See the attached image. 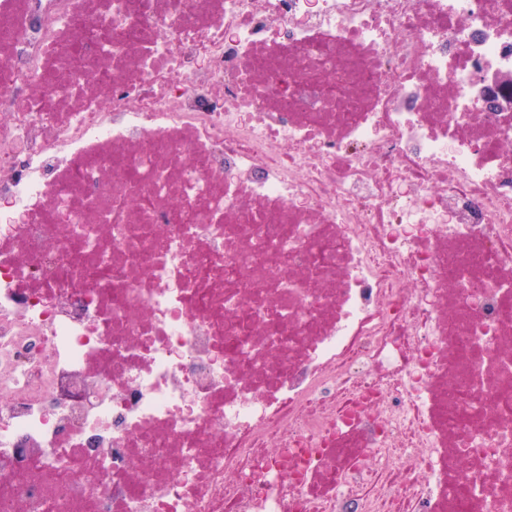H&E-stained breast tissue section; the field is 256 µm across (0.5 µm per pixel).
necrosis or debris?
Here are the masks:
<instances>
[{"label": "necrosis or debris", "instance_id": "1", "mask_svg": "<svg viewBox=\"0 0 512 512\" xmlns=\"http://www.w3.org/2000/svg\"><path fill=\"white\" fill-rule=\"evenodd\" d=\"M512 0H0V512H512Z\"/></svg>", "mask_w": 512, "mask_h": 512}]
</instances>
